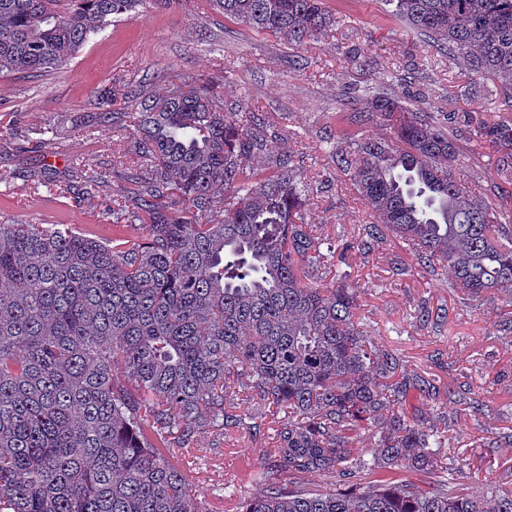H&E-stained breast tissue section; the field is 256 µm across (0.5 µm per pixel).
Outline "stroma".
I'll return each mask as SVG.
<instances>
[{"instance_id":"1","label":"stroma","mask_w":512,"mask_h":512,"mask_svg":"<svg viewBox=\"0 0 512 512\" xmlns=\"http://www.w3.org/2000/svg\"><path fill=\"white\" fill-rule=\"evenodd\" d=\"M328 6L339 24L298 49L214 13L207 0H182L169 8L145 0L135 16L110 23L62 68L35 77L0 75V123L17 130L0 138V172L46 164L60 174L69 168L102 171L111 163L112 149L129 147L132 138L119 124L89 136L76 131L99 91H109L121 104L133 87L147 92L181 78L193 84L220 78L226 99L248 101L274 117L273 146L288 145L306 179L319 188L304 220L325 232L350 239L368 219L363 200L333 168L325 138L385 135L379 123H352L341 110V101L357 108L372 91L396 94L421 112L445 113L459 148L453 164L457 178L481 185L488 206L512 212V182L495 174L512 144L502 141L482 154L471 150L474 126L492 121L503 99L500 83L473 77L436 52L423 35L391 17L382 0H329ZM351 46L362 49V60L345 57ZM297 54L307 58L306 68L291 66ZM228 60L234 66L227 72ZM44 128L53 130L56 148L47 158L34 137ZM1 218L55 224L107 240L116 232L132 241L146 235L140 224L113 225L101 198H88L78 208L62 197L49 201L20 175L0 184ZM395 259L408 267L407 276H393ZM349 272L357 288V316L369 339L401 352L407 370L434 378L443 390L463 385L479 403L474 409L414 399L409 415L423 427L447 425L456 443V474L474 494L491 484L512 485V453L499 446L512 434V334L500 327L512 307L496 294L463 296L447 276L421 269L394 241L375 253L354 255ZM423 307L446 314L444 326L420 325L416 314ZM260 450V444L249 443L223 453L214 474L189 473L210 512H232L219 484L260 493L247 479Z\"/></svg>"}]
</instances>
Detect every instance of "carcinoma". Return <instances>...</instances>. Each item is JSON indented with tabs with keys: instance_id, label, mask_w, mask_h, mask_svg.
Returning <instances> with one entry per match:
<instances>
[{
	"instance_id": "obj_1",
	"label": "carcinoma",
	"mask_w": 512,
	"mask_h": 512,
	"mask_svg": "<svg viewBox=\"0 0 512 512\" xmlns=\"http://www.w3.org/2000/svg\"><path fill=\"white\" fill-rule=\"evenodd\" d=\"M142 2L0 0V74L57 69ZM386 2L512 90V0ZM209 3L296 47L337 23L325 0ZM128 94L131 115L103 95L81 131L132 119L137 170L85 174L64 193L78 204L117 181L105 211L146 225L143 241L0 221V512H208L169 453L211 467L196 447L209 427L228 448L264 443L251 471L262 493L223 487L235 512H512V487L476 496L453 477L448 427L407 419L411 393L440 389L367 338L345 270L393 239L467 297L512 298V236L481 187L451 173L458 147L440 118L378 93L356 121L389 136L336 138L331 161L372 218L347 242L304 223L311 190L288 146L267 153L268 113L224 100L218 80ZM26 178L54 185L44 170ZM243 397L255 412L239 411ZM400 469L421 478L389 476Z\"/></svg>"
}]
</instances>
